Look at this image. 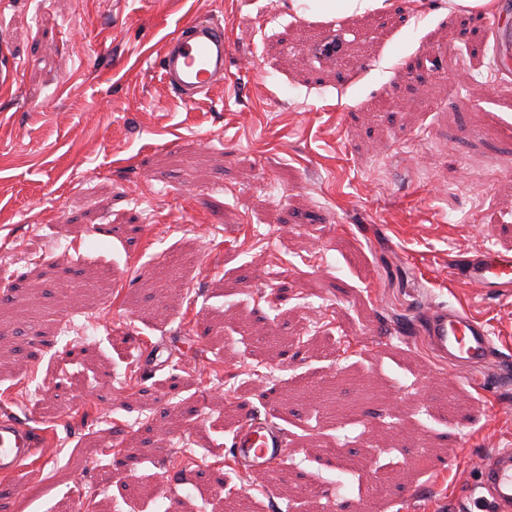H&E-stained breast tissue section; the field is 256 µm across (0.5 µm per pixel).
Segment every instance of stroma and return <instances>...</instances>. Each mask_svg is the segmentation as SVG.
Returning <instances> with one entry per match:
<instances>
[{"label": "stroma", "instance_id": "1", "mask_svg": "<svg viewBox=\"0 0 512 512\" xmlns=\"http://www.w3.org/2000/svg\"><path fill=\"white\" fill-rule=\"evenodd\" d=\"M346 2L0 0V411L47 446L0 512H481L512 297L456 269L512 254V73L481 0ZM194 17L229 52L186 107L158 58ZM439 303L489 362L434 356ZM248 412L288 437L266 473ZM236 456L252 472H265L282 462L288 454L284 430L267 417L247 414L239 423L233 444Z\"/></svg>", "mask_w": 512, "mask_h": 512}]
</instances>
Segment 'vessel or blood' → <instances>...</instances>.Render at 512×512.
Masks as SVG:
<instances>
[{
  "mask_svg": "<svg viewBox=\"0 0 512 512\" xmlns=\"http://www.w3.org/2000/svg\"><path fill=\"white\" fill-rule=\"evenodd\" d=\"M228 45L221 22L190 19L164 42L160 64L168 85L189 105L224 80ZM464 280L478 296L512 293V257L487 248L471 256ZM428 333L436 353L459 365L485 362L493 349L490 326L470 314L436 304L431 308ZM39 447L38 433L11 415L0 414V477L19 482L24 468ZM236 456L245 468L265 472L288 454L282 428L270 419L248 414L233 435ZM480 480L469 494L477 501H492L496 512H512V448H496L474 461Z\"/></svg>",
  "mask_w": 512,
  "mask_h": 512,
  "instance_id": "obj_1",
  "label": "vessel or blood"
}]
</instances>
